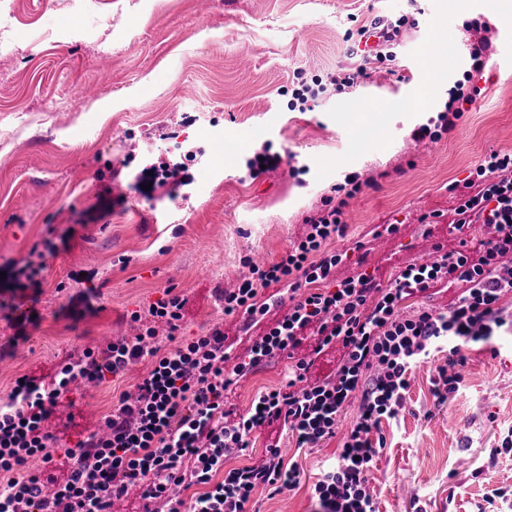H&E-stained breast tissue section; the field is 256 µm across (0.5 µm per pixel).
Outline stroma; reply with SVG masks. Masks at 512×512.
Instances as JSON below:
<instances>
[{"instance_id":"35a3bbf8","label":"stroma","mask_w":512,"mask_h":512,"mask_svg":"<svg viewBox=\"0 0 512 512\" xmlns=\"http://www.w3.org/2000/svg\"><path fill=\"white\" fill-rule=\"evenodd\" d=\"M416 19L397 49L394 75L377 73L352 93L293 112L282 90L351 62L349 33L378 15ZM488 24L493 55L472 82L481 90L456 131L421 155L411 131L436 118L449 86L469 68L464 31ZM432 58H425L427 46ZM198 117L183 126V113ZM376 127L368 142L359 131ZM202 147L191 184L143 195L136 171L163 161L162 135ZM292 156L297 176L251 180L254 149ZM491 149L512 150V0H0V265L24 259L44 238L59 249L36 285L0 294V398L22 375L50 382L83 348L131 332V316L174 289L186 300L180 335L222 324L234 354L267 327L225 317L219 289L235 287L241 258L284 255L303 219L347 175L375 178L346 208L337 280L360 272L388 285L406 264L454 248V198ZM437 214L432 226L422 216ZM397 234L378 239L384 225ZM87 292V302L73 300ZM35 309L15 339L9 305ZM498 356L469 355L465 382L440 400L417 371L404 410L383 422L386 446L370 487L379 512H478L486 486L512 512V336ZM278 356L237 385L245 409L278 385ZM149 368L134 365L103 383L78 384L44 426L75 445L96 431L121 393ZM338 446L289 448L300 486L256 495L258 512H312L311 486Z\"/></svg>"}]
</instances>
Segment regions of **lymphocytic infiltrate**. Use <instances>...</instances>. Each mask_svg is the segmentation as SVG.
<instances>
[{
	"mask_svg": "<svg viewBox=\"0 0 512 512\" xmlns=\"http://www.w3.org/2000/svg\"><path fill=\"white\" fill-rule=\"evenodd\" d=\"M407 25L404 16L390 25L378 18L362 25L359 38L373 45L353 48L359 64L336 67L293 89L291 109L310 111L319 98L350 92L367 77L369 65L394 61ZM478 94V88L455 82L437 123L413 129L412 140L435 142L454 131ZM361 189L354 178L349 186H336L335 196L321 198L304 219L305 235L280 260L243 258L245 275L222 295L225 316L243 318L249 327L271 309H285L246 355L232 357L218 326L176 340L185 300L168 291L132 314L139 325L135 336L65 359L50 384L29 375L14 384L0 400V512H112L133 488L149 512H254L257 491L275 496L301 483L297 464L284 459L285 433L299 448L338 442L312 487L316 512H377L370 476L386 445L381 423L403 411L414 372L429 367L432 392L445 399L459 390L460 369L473 347L495 355L498 339L512 335V312L505 306L512 296V152L490 151L465 182L448 184L456 201L449 231L457 247L435 244L432 260L407 264L385 288L366 272L335 278L343 255L329 244L344 235L343 208ZM476 224L489 236L472 237ZM436 287L456 289L447 308L424 306L401 316L402 301ZM162 335L172 348L162 349ZM332 349L339 354L334 372L314 377L316 362ZM282 354L290 364L277 388L258 393L245 412L226 409L240 379ZM145 359L148 371L134 392L113 404L104 432L65 448L45 430L51 408L71 384L120 376ZM353 404L356 418L344 425ZM272 426L280 435L267 442L259 462L225 468L230 453L246 454L254 435ZM59 457L68 460L69 472L52 494H44L40 474L28 464ZM192 486L201 492L191 500L171 493Z\"/></svg>",
	"mask_w": 512,
	"mask_h": 512,
	"instance_id": "1",
	"label": "lymphocytic infiltrate"
}]
</instances>
